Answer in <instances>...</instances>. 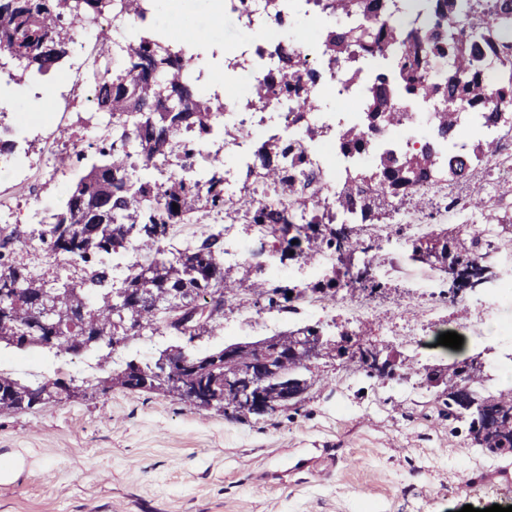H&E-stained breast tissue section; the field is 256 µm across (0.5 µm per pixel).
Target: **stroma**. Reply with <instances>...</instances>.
Returning <instances> with one entry per match:
<instances>
[{"label": "stroma", "mask_w": 512, "mask_h": 512, "mask_svg": "<svg viewBox=\"0 0 512 512\" xmlns=\"http://www.w3.org/2000/svg\"><path fill=\"white\" fill-rule=\"evenodd\" d=\"M217 3L169 0L165 35L174 41L189 27L208 30L207 40L194 46L197 63L237 92L247 79L228 70L224 58L245 35L233 18L216 20ZM98 31L96 39L76 32L73 57L52 72L53 85H67V94L36 98L27 87L0 81V99L7 103L0 129L29 167L23 180L0 171V211L22 236H30L38 216L63 208L68 186L96 158L93 142L112 126L96 109L87 68L74 63L94 58L100 41H112L107 24ZM408 219L433 230L446 227L466 240L472 228L487 226L478 209L431 214L404 205L402 214L391 216L380 250L354 254L356 261L372 262L382 284L381 312L353 319L348 310L361 297L342 290L313 295L307 319L327 340L339 341L347 332L383 349L394 363L393 376L371 377L325 357L312 365L319 382L301 403L240 419L119 385L2 414L0 512H460L467 505L483 512L512 505V455L477 447L467 420L450 419L441 388L425 381L430 369L477 356L486 394L512 390L502 381L512 375V346L495 339L499 330L512 329V300L466 289L439 320L426 323L422 311L431 298L421 279L430 266L410 257L401 229ZM13 258L49 280L83 274L34 246L17 248ZM246 307L267 314L253 295L226 298L225 331L198 337L193 353L201 357L298 326L284 315L269 326L241 323ZM482 323L489 335L479 334ZM445 332L463 337L461 349L439 345ZM180 343L161 330L115 347L112 357L88 351L67 366L49 348L1 344L0 371L24 381L35 369L46 379L67 381L87 364L85 379L93 384L116 364H151Z\"/></svg>", "instance_id": "35a3bbf8"}]
</instances>
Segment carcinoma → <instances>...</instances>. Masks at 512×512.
<instances>
[{"label":"carcinoma","mask_w":512,"mask_h":512,"mask_svg":"<svg viewBox=\"0 0 512 512\" xmlns=\"http://www.w3.org/2000/svg\"><path fill=\"white\" fill-rule=\"evenodd\" d=\"M166 0H0V49L6 51L12 67L7 81L31 86L46 78L66 58L76 30H93L100 19L114 11L144 17L152 7L162 17ZM303 18L317 13L330 20L321 35L322 56L330 67L345 65L349 86L359 101L356 121L332 129L315 123L310 114L318 111L307 87L317 79L315 68L302 58L292 34L282 32L273 46L280 63L275 74L255 78L244 91L246 105L263 112L282 94L294 95L295 120L302 124L303 138L314 141L333 133L341 155H356L368 164L346 171L336 194L335 212L350 217L349 232L371 224L391 212L392 200H409L423 205L427 197L416 189L441 179L465 181L496 148L489 136H479L463 154L455 152L461 130L477 117L476 129L497 126L504 112L493 99H512V0H310ZM408 11L410 27L398 32L381 18ZM402 44L396 50L393 43ZM448 60L437 77L429 76L430 63ZM485 58L500 62L502 81L491 87L481 73ZM373 65L371 78L365 77ZM201 69L196 57L178 48L158 32L128 41L121 59L114 61L106 51L99 53L92 71L95 99L99 109L112 118V138H103L96 150L101 160L68 188L63 210L41 219V228L30 240L50 257L77 263L86 269L79 280L50 282L27 266L13 262L16 247L26 244L15 228L0 227V342L13 336L29 337L28 347L69 350L83 342L85 334L100 337L99 344L114 346L136 336L160 329L180 330L183 308H201L208 301L224 300L243 284L227 281L224 273V241L221 232L210 233L197 245L176 255L162 247L174 227L193 223L192 214H224L265 227L266 234L279 240L288 226V250L299 257L332 249H343L336 234V215L312 209L305 184L316 178L304 161L301 146L270 139L258 149L259 163L246 171L244 188L265 184L276 189L285 202H273L248 214H241L240 199L224 195V156H203L202 139L224 115V99L207 93L200 85ZM180 104L167 111L158 91ZM407 98L433 105L428 125L434 138L448 142V160H443L428 141L418 149L398 155L377 153L373 137L401 129L403 119L397 100ZM202 157L205 166L186 177L182 171L190 160ZM178 208H173V205ZM489 243L443 241L440 252L450 260L453 284L478 288L489 278L491 268L481 252ZM134 249L142 261L132 265L114 286L112 256ZM344 273L305 288L306 292L327 293L351 287L375 290L380 284L363 279V274L342 265ZM248 289L271 308L285 310L301 292L288 286L251 284ZM60 297L65 308H83L72 328L58 332L48 343L43 333L31 328V303L41 293ZM152 295L169 302L151 308L139 302ZM200 365L185 368L182 392L156 377L144 385L133 364L98 381L107 390L117 384L130 390L166 393L196 407L207 399L237 414L241 403L236 393L224 390L221 376L234 371L239 361L224 359L220 349L199 358ZM309 368L288 364V379L308 391L315 383ZM47 386L43 381L23 383L0 372V413L17 412L33 406L23 400L28 390ZM489 409L503 415L493 429L485 426L477 410ZM469 431L474 442L494 454H512V392L485 396L470 390Z\"/></svg>","instance_id":"carcinoma-1"}]
</instances>
